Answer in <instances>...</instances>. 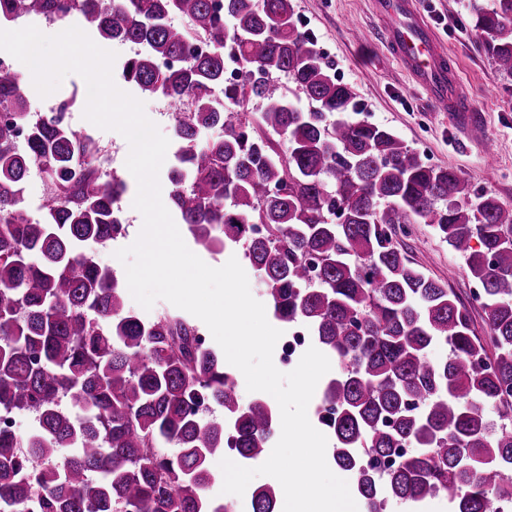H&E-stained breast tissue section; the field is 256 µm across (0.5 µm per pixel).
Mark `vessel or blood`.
Returning <instances> with one entry per match:
<instances>
[{
  "label": "vessel or blood",
  "instance_id": "vessel-or-blood-1",
  "mask_svg": "<svg viewBox=\"0 0 512 512\" xmlns=\"http://www.w3.org/2000/svg\"><path fill=\"white\" fill-rule=\"evenodd\" d=\"M416 0H377L379 12L394 19L389 35L394 55L420 80L426 81L443 105L460 108L464 97L448 74V59L415 8Z\"/></svg>",
  "mask_w": 512,
  "mask_h": 512
}]
</instances>
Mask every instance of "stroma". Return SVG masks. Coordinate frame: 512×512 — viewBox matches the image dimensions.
Wrapping results in <instances>:
<instances>
[{
  "label": "stroma",
  "mask_w": 512,
  "mask_h": 512,
  "mask_svg": "<svg viewBox=\"0 0 512 512\" xmlns=\"http://www.w3.org/2000/svg\"><path fill=\"white\" fill-rule=\"evenodd\" d=\"M422 17L448 53V63L469 98L470 123L456 113L438 108L429 92L413 81L389 51L384 22L373 0H293L295 18L317 40L339 79L351 85L369 121L392 130L406 145L434 166H453L470 194H490L512 206V75L497 70L470 34L471 0H418ZM74 127L87 132L103 148L106 166L125 180L122 199L124 231L117 239L87 244V252L125 279L116 250L138 237L142 220L132 206L136 180L125 161L126 139L115 131L99 129L71 114ZM494 143L496 158L486 161L484 149ZM409 258L428 276L446 285L467 303L473 328L484 331V308L470 299L476 281L446 242L429 224H415L405 240Z\"/></svg>",
  "instance_id": "stroma-1"
}]
</instances>
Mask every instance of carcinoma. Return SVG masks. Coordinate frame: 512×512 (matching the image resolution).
Wrapping results in <instances>:
<instances>
[{
  "label": "carcinoma",
  "instance_id": "cac0c4a2",
  "mask_svg": "<svg viewBox=\"0 0 512 512\" xmlns=\"http://www.w3.org/2000/svg\"><path fill=\"white\" fill-rule=\"evenodd\" d=\"M223 2L220 19L215 0H0V29L76 14L100 39L139 47L123 80L174 108L168 202L197 245L242 250L273 316L338 362L323 422L367 512L439 495L453 512H501L512 502V207L470 197L453 167L354 117L356 93L299 29L293 0ZM472 21L512 75V0H487ZM229 55L239 82L225 80ZM76 103L34 115L18 72L0 66V411L38 424L24 437L0 421V512H230L208 494L211 462L231 445L263 458L275 405H242L224 353L193 321L125 309L116 274L84 251L122 233L128 185L70 124ZM33 165L50 185L36 218L24 206ZM405 224L434 226L464 261L486 333L399 249ZM438 345L448 356L430 358ZM202 405L224 420H203ZM250 507L277 512V492L256 489Z\"/></svg>",
  "mask_w": 512,
  "mask_h": 512
}]
</instances>
